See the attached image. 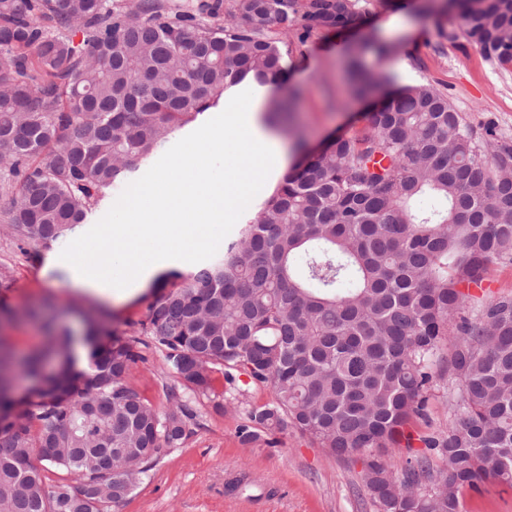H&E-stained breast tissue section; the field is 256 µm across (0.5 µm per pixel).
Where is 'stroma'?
Masks as SVG:
<instances>
[{
    "label": "stroma",
    "instance_id": "1",
    "mask_svg": "<svg viewBox=\"0 0 512 512\" xmlns=\"http://www.w3.org/2000/svg\"><path fill=\"white\" fill-rule=\"evenodd\" d=\"M421 2L359 0L360 16L348 28L307 35L301 27L289 29L283 37L290 49L287 80L281 86L264 87L262 95L268 101L287 97L289 87L302 89L292 111L283 113L274 127L283 145L294 147L301 137L312 149L331 135L351 133L364 125L373 105L352 97L345 58L350 44L371 29L391 50L381 58L367 56L368 69L392 73L401 84L433 83L474 128L491 123L500 136L512 139V65L487 60L478 47L459 35L456 14L418 13ZM451 30L457 33L452 40L447 37ZM207 120L202 113L177 128L151 158L119 177L118 186L131 187L170 168ZM119 198L116 188L107 189L84 223L48 247L20 245L10 225L0 220V271L10 283L9 288H0V303L15 314L13 320L0 324V336L18 353L48 346L44 329L48 322L82 335L89 314L103 320L116 335L139 336L146 295L111 307L74 291L65 272L47 265L73 239L92 234ZM32 309L39 311L40 320L28 318ZM132 376L158 410L167 409V392L177 379L160 354H149L146 362L134 367ZM233 394L232 403L220 413L209 400H198V424L191 437L156 463L149 480L112 512H376L362 480V461L331 456L290 429L279 433L276 447L242 445L237 432L246 424L248 412L272 402L274 395L271 388L241 373L235 376ZM242 475L246 485L229 490V480ZM462 512H512V488L488 483L481 492L465 491Z\"/></svg>",
    "mask_w": 512,
    "mask_h": 512
}]
</instances>
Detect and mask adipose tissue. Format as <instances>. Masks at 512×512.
I'll list each match as a JSON object with an SVG mask.
<instances>
[{
    "label": "adipose tissue",
    "mask_w": 512,
    "mask_h": 512,
    "mask_svg": "<svg viewBox=\"0 0 512 512\" xmlns=\"http://www.w3.org/2000/svg\"><path fill=\"white\" fill-rule=\"evenodd\" d=\"M202 140L206 151L174 160L178 177L164 170L151 175L113 205L91 236L73 240L59 263L79 292L111 304L135 298L170 261L189 262L218 246L225 225L288 163L257 98L225 104ZM211 154L231 160V168L212 172Z\"/></svg>",
    "instance_id": "obj_1"
}]
</instances>
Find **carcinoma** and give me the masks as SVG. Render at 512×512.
<instances>
[{
    "label": "carcinoma",
    "instance_id": "obj_1",
    "mask_svg": "<svg viewBox=\"0 0 512 512\" xmlns=\"http://www.w3.org/2000/svg\"><path fill=\"white\" fill-rule=\"evenodd\" d=\"M359 0H0V200L13 233L48 246L177 127L243 82L286 73L275 38L341 29ZM485 57L512 65V0H446ZM388 44L350 45L351 91ZM512 265V140L482 135L431 83L404 85L364 127L305 152L224 256L152 293L123 338L90 318L45 326L21 359L0 337V512H110L181 448L220 373L268 386L240 443L292 429L340 459L366 457L377 512H460L464 489L512 487V294L477 299ZM455 336L444 351L448 336ZM154 348L183 392L158 411L131 378ZM31 381L14 396L18 376ZM448 424L396 474L373 451L412 447L434 392ZM66 472L47 482L49 468Z\"/></svg>",
    "mask_w": 512,
    "mask_h": 512
}]
</instances>
